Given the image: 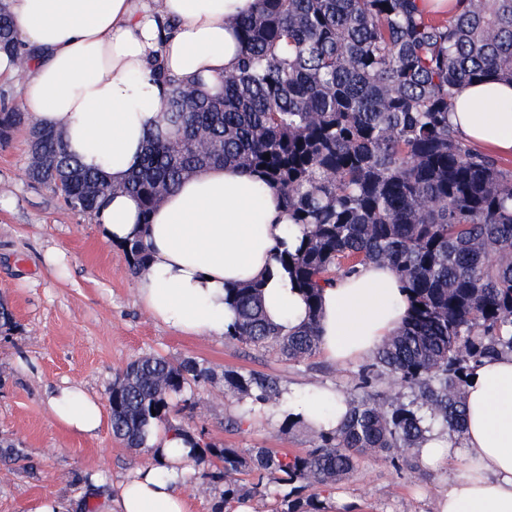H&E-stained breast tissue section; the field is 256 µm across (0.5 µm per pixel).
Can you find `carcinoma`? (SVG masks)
Masks as SVG:
<instances>
[{
    "instance_id": "1",
    "label": "carcinoma",
    "mask_w": 512,
    "mask_h": 512,
    "mask_svg": "<svg viewBox=\"0 0 512 512\" xmlns=\"http://www.w3.org/2000/svg\"><path fill=\"white\" fill-rule=\"evenodd\" d=\"M244 52L224 75V92L205 95L154 71L167 85L162 127L149 134L140 164L120 190L141 204L143 223L181 181L210 166H241L278 191L303 236L282 241L275 261L303 290L308 322L290 333L270 323L260 286L231 289L234 318L224 335L272 347L300 364L320 350L321 292L367 263H387L412 294L408 320L357 372L341 425L316 433L303 454L236 448L215 453L222 466L202 476L224 481L231 496L264 495L265 479L300 492L328 487L362 454H381L412 472L436 431L460 447L468 369L512 354V168L466 144L448 123L457 87L496 77L512 82V0H457L452 15L423 12L417 0H257L231 19ZM0 53L18 45L7 0H0ZM23 128L47 161L26 178L60 193L94 218L114 187L70 155L59 133L26 125L25 113L0 109V143ZM205 138L211 152L199 154ZM132 272L146 269L147 248L123 246ZM193 360L146 355L112 384L114 437L146 444L159 425L180 430L177 400L211 381ZM249 419L256 404L280 396L276 378L224 372ZM282 512H318L313 496L284 501Z\"/></svg>"
}]
</instances>
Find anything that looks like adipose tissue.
<instances>
[{"mask_svg": "<svg viewBox=\"0 0 512 512\" xmlns=\"http://www.w3.org/2000/svg\"><path fill=\"white\" fill-rule=\"evenodd\" d=\"M23 58L0 59V75L25 71L20 105L29 125L61 132L67 150L102 171L115 187L95 217L104 241L119 246L143 240L150 254L137 279L143 308L187 335L224 334L233 313L226 290L262 282L268 319L284 330L306 322L299 289L273 276L274 254L288 222L275 189L258 174L212 166L168 193L150 219L137 198L122 192L137 168L148 133L160 125L164 88L152 64L168 75L206 78L220 93L243 46L230 17L256 0H8ZM449 120L466 143L512 153V84H463ZM409 293L395 270L370 263L324 289L318 317L320 350L344 364L373 354L405 324ZM463 447L433 435L420 461L441 469L463 460L464 469L436 502V512H512V355L486 359L465 387ZM282 408L294 421L330 431L347 406L336 391L285 392ZM56 420L82 435H96L106 420L100 400L82 387H58L48 400ZM149 442L155 466L120 483L114 512H188L177 484L191 462L192 441L177 431L155 430Z\"/></svg>", "mask_w": 512, "mask_h": 512, "instance_id": "obj_1", "label": "adipose tissue"}]
</instances>
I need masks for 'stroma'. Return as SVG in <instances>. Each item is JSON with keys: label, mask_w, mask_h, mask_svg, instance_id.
Wrapping results in <instances>:
<instances>
[{"label": "stroma", "mask_w": 512, "mask_h": 512, "mask_svg": "<svg viewBox=\"0 0 512 512\" xmlns=\"http://www.w3.org/2000/svg\"><path fill=\"white\" fill-rule=\"evenodd\" d=\"M25 132L0 145V301L14 325L0 329V441L22 451L0 457V512H32L52 497L74 512H107L118 484L155 463L151 447L130 448L111 426L97 435L72 433L47 405L56 387L78 383L107 401L116 375L150 354L193 359L216 378L192 390L197 403L183 427L201 448H268L292 454L310 448L314 434L255 417L234 425L239 404L222 375L233 370L275 376L281 387L324 386L345 392L360 367L329 363L324 355L292 365L272 349L226 337L188 336L154 320L140 305L136 277L124 252L106 244L93 219L67 208L58 193L31 184ZM462 471L421 467L419 475L382 456L358 459L334 489L320 491L321 512H434L436 495ZM179 488L190 512H232L224 484L189 472Z\"/></svg>", "instance_id": "1"}]
</instances>
